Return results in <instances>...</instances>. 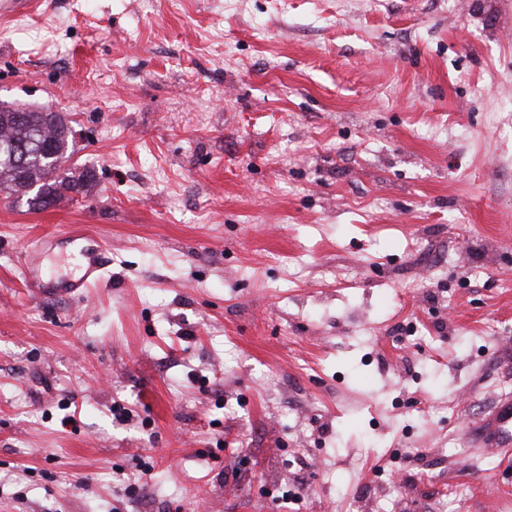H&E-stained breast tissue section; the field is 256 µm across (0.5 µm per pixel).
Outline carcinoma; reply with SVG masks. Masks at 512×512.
Returning <instances> with one entry per match:
<instances>
[{
	"mask_svg": "<svg viewBox=\"0 0 512 512\" xmlns=\"http://www.w3.org/2000/svg\"><path fill=\"white\" fill-rule=\"evenodd\" d=\"M73 134L61 112L0 106V194L44 210L90 186V173L62 169Z\"/></svg>",
	"mask_w": 512,
	"mask_h": 512,
	"instance_id": "obj_1",
	"label": "carcinoma"
}]
</instances>
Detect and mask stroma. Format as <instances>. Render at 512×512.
<instances>
[{"label": "stroma", "mask_w": 512, "mask_h": 512, "mask_svg": "<svg viewBox=\"0 0 512 512\" xmlns=\"http://www.w3.org/2000/svg\"><path fill=\"white\" fill-rule=\"evenodd\" d=\"M0 103L95 174L0 196V512H512V0H44ZM104 254V248L98 242L96 246L85 249L82 253L85 259L83 275L75 281L62 283L58 288H42L43 277L35 259L26 266V279L31 285L36 287L35 290L40 292L50 289L55 292L75 295L84 292L87 288H91L94 284H98L103 280ZM479 437L484 448H493L496 452L511 455L512 451V398L506 397L498 406L495 414L478 427Z\"/></svg>", "instance_id": "35a3bbf8"}]
</instances>
